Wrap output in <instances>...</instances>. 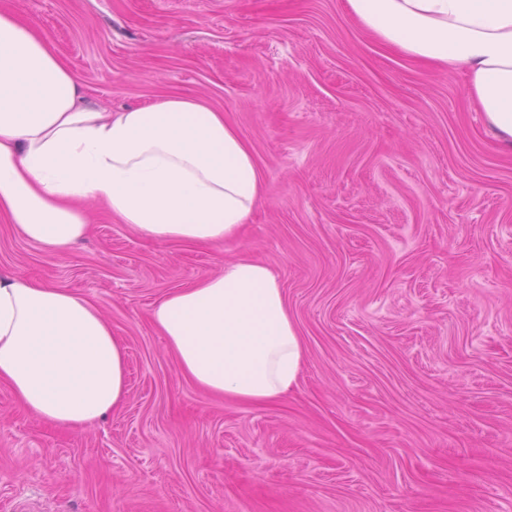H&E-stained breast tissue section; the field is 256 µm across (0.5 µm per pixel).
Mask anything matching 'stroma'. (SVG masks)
<instances>
[{
  "label": "stroma",
  "mask_w": 512,
  "mask_h": 512,
  "mask_svg": "<svg viewBox=\"0 0 512 512\" xmlns=\"http://www.w3.org/2000/svg\"><path fill=\"white\" fill-rule=\"evenodd\" d=\"M119 112H223L266 196L234 245L159 242L101 208L49 251L0 220V272L97 306L128 398L83 431L0 383V512H512V148L466 77L415 64L343 0H0ZM247 255L304 350L273 401L180 375L150 321Z\"/></svg>",
  "instance_id": "1"
}]
</instances>
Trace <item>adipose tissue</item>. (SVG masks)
Segmentation results:
<instances>
[{
  "instance_id": "obj_1",
  "label": "adipose tissue",
  "mask_w": 512,
  "mask_h": 512,
  "mask_svg": "<svg viewBox=\"0 0 512 512\" xmlns=\"http://www.w3.org/2000/svg\"><path fill=\"white\" fill-rule=\"evenodd\" d=\"M385 46L467 75V93L512 147V0H345ZM266 193L252 149L206 101L168 96L124 112L85 102L36 26L0 7V218L62 250L88 203L158 241L234 239ZM151 321L182 375L242 400L280 397L303 348L281 285L248 257L165 296ZM0 382L54 425L84 429L128 394L127 352L87 300L0 273Z\"/></svg>"
}]
</instances>
